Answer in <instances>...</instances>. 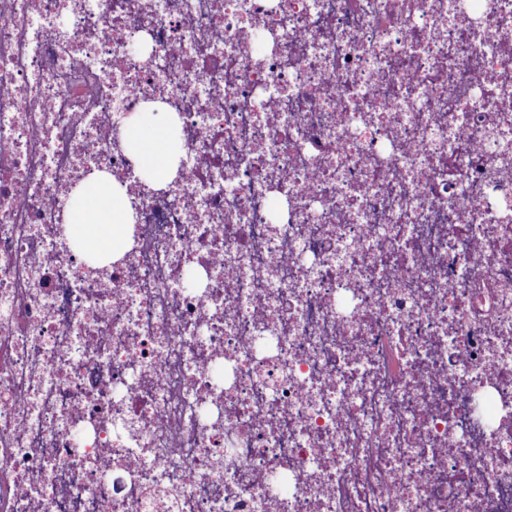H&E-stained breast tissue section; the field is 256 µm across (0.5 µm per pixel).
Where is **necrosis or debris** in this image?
I'll list each match as a JSON object with an SVG mask.
<instances>
[{"label": "necrosis or debris", "mask_w": 512, "mask_h": 512, "mask_svg": "<svg viewBox=\"0 0 512 512\" xmlns=\"http://www.w3.org/2000/svg\"><path fill=\"white\" fill-rule=\"evenodd\" d=\"M471 3L0 0V512H512V0ZM146 123L134 121L129 126V141L141 158V164L153 172L151 184L164 187L176 175L179 149L175 147L173 118L157 109ZM82 206L71 210V231L92 251L108 259L118 258L126 245L131 224L129 210L119 188L105 173L90 175L79 187Z\"/></svg>", "instance_id": "necrosis-or-debris-1"}]
</instances>
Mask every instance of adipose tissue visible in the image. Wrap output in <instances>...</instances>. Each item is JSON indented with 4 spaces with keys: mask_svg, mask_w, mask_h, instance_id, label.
I'll return each instance as SVG.
<instances>
[{
    "mask_svg": "<svg viewBox=\"0 0 512 512\" xmlns=\"http://www.w3.org/2000/svg\"><path fill=\"white\" fill-rule=\"evenodd\" d=\"M129 140L142 165L153 172L152 183L163 187L176 175L179 151L175 146L173 118L157 111L147 122L132 123ZM82 206L70 212L69 224L89 251L118 258L126 245L130 213L119 188L104 173L90 175L79 187Z\"/></svg>",
    "mask_w": 512,
    "mask_h": 512,
    "instance_id": "adipose-tissue-1",
    "label": "adipose tissue"
}]
</instances>
